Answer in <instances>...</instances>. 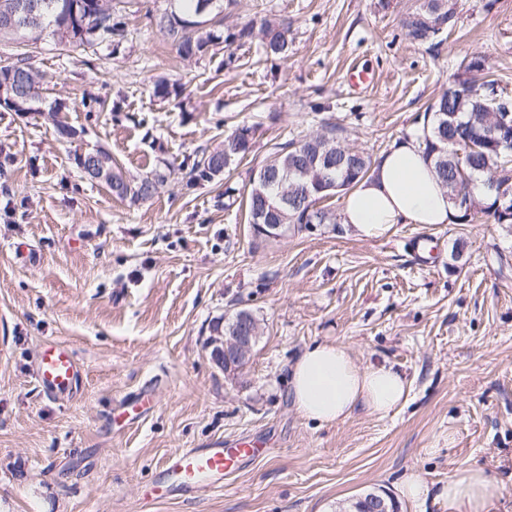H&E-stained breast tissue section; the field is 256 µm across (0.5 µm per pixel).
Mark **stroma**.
Returning a JSON list of instances; mask_svg holds the SVG:
<instances>
[{"label": "stroma", "instance_id": "35a3bbf8", "mask_svg": "<svg viewBox=\"0 0 512 512\" xmlns=\"http://www.w3.org/2000/svg\"><path fill=\"white\" fill-rule=\"evenodd\" d=\"M112 3L127 25L118 53L65 48L48 32L0 47V66L24 52L48 82L35 111L0 107V156L11 158L0 169V512H336L367 491L398 512H448L436 495L467 468L487 475L495 512H512V227L397 224L365 240L309 224L268 238L243 205L273 148L323 122L380 157L464 57L486 56L512 92V0H454L457 27L436 52L399 25L417 0H224L230 29L291 22L288 55L273 60L256 37L180 59L155 23L166 0ZM354 62L374 75L362 93L348 86ZM162 77L178 96L154 95ZM56 107L79 137L57 135L46 119ZM244 124L251 152L187 186L180 162ZM100 147L127 177L173 172L149 201L118 199L76 165ZM241 309L262 335L240 388L204 342L213 320ZM49 341L83 368L62 400L32 376ZM318 342L404 374L407 402L384 418H301L288 370ZM144 395L146 410L122 415ZM240 439L265 453L223 487L145 498L182 449ZM411 473L426 500L402 495Z\"/></svg>", "mask_w": 512, "mask_h": 512}]
</instances>
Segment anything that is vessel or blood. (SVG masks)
Wrapping results in <instances>:
<instances>
[{
  "label": "vessel or blood",
  "mask_w": 512,
  "mask_h": 512,
  "mask_svg": "<svg viewBox=\"0 0 512 512\" xmlns=\"http://www.w3.org/2000/svg\"><path fill=\"white\" fill-rule=\"evenodd\" d=\"M33 375L42 393L51 398L72 394L82 378L81 365L72 350L55 342L42 346ZM257 453V448L244 440L232 448L216 442L207 448L183 449L166 462L153 485L152 496L165 499L177 492H193L204 484L223 487L225 473L237 469L244 457Z\"/></svg>",
  "instance_id": "1"
}]
</instances>
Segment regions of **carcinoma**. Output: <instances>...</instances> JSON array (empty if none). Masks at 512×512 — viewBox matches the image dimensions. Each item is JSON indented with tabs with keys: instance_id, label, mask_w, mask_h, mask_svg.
Here are the masks:
<instances>
[{
	"instance_id": "cac0c4a2",
	"label": "carcinoma",
	"mask_w": 512,
	"mask_h": 512,
	"mask_svg": "<svg viewBox=\"0 0 512 512\" xmlns=\"http://www.w3.org/2000/svg\"><path fill=\"white\" fill-rule=\"evenodd\" d=\"M41 20L34 26L19 23L14 31H0V43L11 44L20 39L36 40L46 29L64 46L95 48L105 44L112 52L120 50L127 37L126 22L114 12L112 0H40ZM202 0H169V8L156 17L157 25L172 38L177 55L183 60L201 58L210 48L225 42L224 33L206 25L209 18H199ZM457 25L454 5L448 0H422L413 11L401 20L405 36L418 45L432 48L440 44L439 34H450ZM261 42L269 56L288 53L292 45L291 26L286 21L263 22L260 27ZM20 82L27 85L28 96L22 111L34 110V104L42 100L44 77L32 68L23 53L15 61L0 68V85ZM511 102L512 97L498 92V82L490 78V66L486 57L473 55L464 60L463 72L448 81V87L427 107L417 137L423 145V153L431 162L438 181L448 196L462 192L470 198V206L459 207L458 223L471 224L482 217L493 224H512V214L499 208L498 194L489 190V182L497 180V188L512 194V144L503 143L492 135V112L500 109L495 98ZM61 109L48 112L47 120L57 133L72 137L76 134L60 116ZM254 130L250 126L238 127L224 144L213 150H203L191 161H182L186 169L187 184L212 181L224 173L238 158L252 150ZM99 164L107 176L106 184L117 189L115 196L133 203L148 201L166 184L169 173L154 169L148 174L128 179L120 168L112 166V154L97 150ZM371 157L364 151L341 144L336 137V126L330 125L317 135L277 148L261 164L277 180L262 186L261 179L252 180L246 198L249 223L254 224H337L335 211L324 206L306 212L290 206L284 213L262 209L263 192L273 198L281 186L305 181L320 185L333 179L347 189L365 178L372 169Z\"/></svg>"
}]
</instances>
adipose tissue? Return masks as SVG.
Segmentation results:
<instances>
[{
	"label": "adipose tissue",
	"instance_id": "obj_1",
	"mask_svg": "<svg viewBox=\"0 0 512 512\" xmlns=\"http://www.w3.org/2000/svg\"><path fill=\"white\" fill-rule=\"evenodd\" d=\"M458 213L438 184L415 136L397 142L351 191L344 195L341 221L363 239L385 236L397 224H452ZM409 384L384 364L356 362L344 344L307 347L290 368V395L296 412L321 425L346 420L361 409L387 416L405 403ZM450 512H490L483 471L467 469L449 478L438 493Z\"/></svg>",
	"mask_w": 512,
	"mask_h": 512
}]
</instances>
